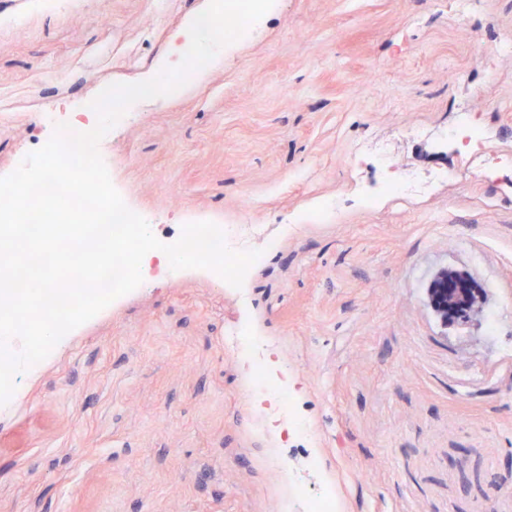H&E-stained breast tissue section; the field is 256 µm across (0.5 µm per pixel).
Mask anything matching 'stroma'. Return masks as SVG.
<instances>
[{
	"label": "stroma",
	"mask_w": 512,
	"mask_h": 512,
	"mask_svg": "<svg viewBox=\"0 0 512 512\" xmlns=\"http://www.w3.org/2000/svg\"><path fill=\"white\" fill-rule=\"evenodd\" d=\"M0 0V171L137 83L208 0ZM512 0H275L181 94L109 133L124 199L156 235L253 217L280 244L242 289L153 275L16 376L0 407V512H512V165L487 180L440 132L470 112L512 154ZM396 175L453 179L379 198ZM464 277L487 304L442 322L428 290ZM249 322L288 372L308 436L263 434L227 332ZM318 456L321 467L309 465ZM294 476L287 487L281 468Z\"/></svg>",
	"instance_id": "35a3bbf8"
}]
</instances>
